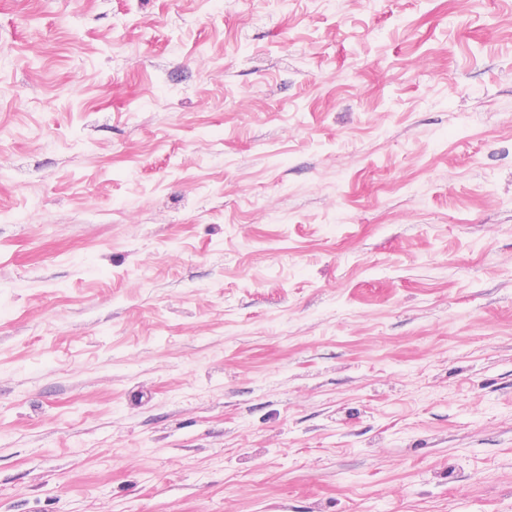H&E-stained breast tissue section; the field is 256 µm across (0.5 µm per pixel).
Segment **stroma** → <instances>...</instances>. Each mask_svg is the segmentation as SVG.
Wrapping results in <instances>:
<instances>
[{"label": "stroma", "mask_w": 512, "mask_h": 512, "mask_svg": "<svg viewBox=\"0 0 512 512\" xmlns=\"http://www.w3.org/2000/svg\"><path fill=\"white\" fill-rule=\"evenodd\" d=\"M0 512H512V0H0Z\"/></svg>", "instance_id": "1"}]
</instances>
